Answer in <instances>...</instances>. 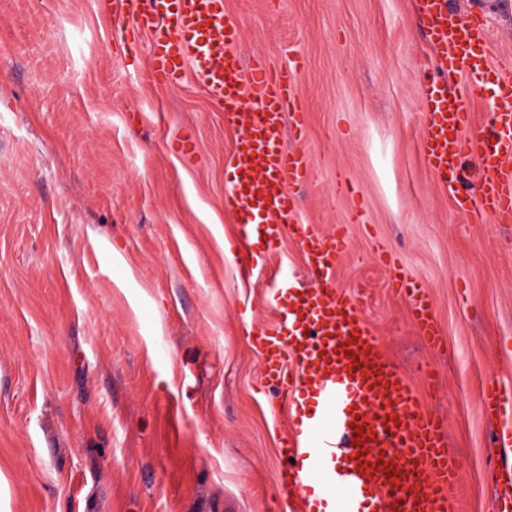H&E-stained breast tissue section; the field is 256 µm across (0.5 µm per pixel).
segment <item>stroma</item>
<instances>
[{"mask_svg": "<svg viewBox=\"0 0 512 512\" xmlns=\"http://www.w3.org/2000/svg\"><path fill=\"white\" fill-rule=\"evenodd\" d=\"M503 0L483 14L512 72ZM504 4V3H503ZM244 59H302L313 159L302 223L344 225L334 270L460 463L457 512H499L487 384L512 386V224L461 208L420 152L437 64L416 0H224ZM151 37L95 0H0V512H297L280 499L288 412L260 393L253 332L279 267L308 284L293 238L249 270L224 210L235 132L203 88L155 85ZM192 136L194 160L173 145ZM355 187L360 220L339 183ZM424 284L447 352L416 335L382 254Z\"/></svg>", "mask_w": 512, "mask_h": 512, "instance_id": "stroma-1", "label": "stroma"}]
</instances>
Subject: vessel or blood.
Segmentation results:
<instances>
[{"instance_id": "1", "label": "vessel or blood", "mask_w": 512, "mask_h": 512, "mask_svg": "<svg viewBox=\"0 0 512 512\" xmlns=\"http://www.w3.org/2000/svg\"><path fill=\"white\" fill-rule=\"evenodd\" d=\"M129 7L133 27L150 33V63L156 84L173 88L192 76L236 129L224 210L240 223L257 220L266 252L294 238L315 284L272 294L282 320L252 338L263 356L262 387H275L289 411L278 453L287 464L279 489L299 512H456L450 489L459 464L449 456L438 418L424 408L389 359L356 301L330 274L349 242L342 232L321 234L301 223L291 188L305 184L311 156L283 142V123L303 128L297 65L273 71L262 58L243 63L235 47L239 31L224 0H102L115 13ZM417 14L438 69L460 72L465 94L446 84L424 87L430 121L422 157L435 183L458 198L461 159L481 167L472 189L476 204L496 223L512 224V76L489 60L481 17L449 12L447 0H417ZM493 91L497 104L490 130L476 128L467 102ZM391 288L411 302L417 333L432 348L445 349L434 303L418 281L401 276L386 259ZM397 481H390L389 472Z\"/></svg>"}]
</instances>
